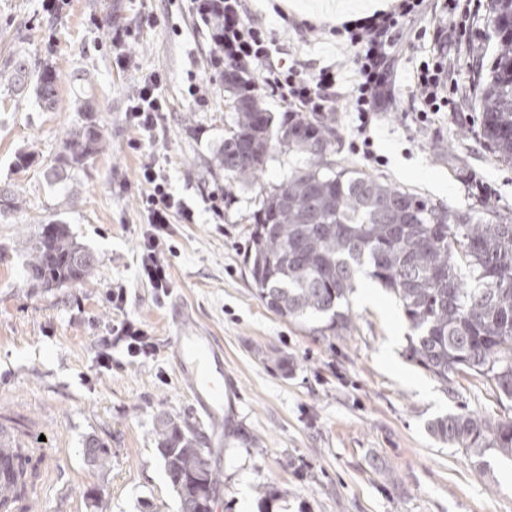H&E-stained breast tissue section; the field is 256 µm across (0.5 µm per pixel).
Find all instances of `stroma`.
<instances>
[{
    "label": "stroma",
    "instance_id": "obj_1",
    "mask_svg": "<svg viewBox=\"0 0 512 512\" xmlns=\"http://www.w3.org/2000/svg\"><path fill=\"white\" fill-rule=\"evenodd\" d=\"M291 0H252L250 7L280 58L312 72L336 66L351 76L350 51L328 32L336 18H314L302 34L282 19ZM0 0V185L20 208L0 216V417L10 416L32 440L64 449L63 480L77 484L76 512H94L100 491L107 512H179L155 441L169 415L203 432L169 338L177 309L193 314L224 347V373L236 389V412L216 449L219 483L213 512H512V460L488 454L479 471L460 451L438 441L428 425L461 411L512 420V400L482 377L440 383L405 354L407 321L394 296L376 287L373 300L350 295L349 330L314 333L282 320L255 296L244 259L261 188L279 184L303 162L274 153L257 183L240 185L212 171L211 160L235 125L222 70L211 63L208 29L198 27L190 0ZM490 0H425L407 26L394 60L395 90L373 128L379 162L353 152L348 100L331 111L335 159L381 181L459 210L493 209L512 222V165L494 156L474 106L473 83L488 68L493 42L485 23ZM127 27V68L115 65L112 30ZM51 66L58 74L54 110L32 91L15 92L14 62ZM446 61L456 93L450 114L423 127L412 77L424 64ZM163 79L168 109L149 134L124 118L128 99L152 73ZM209 84L206 105L187 94V76ZM90 98L108 143L104 153L71 172L64 187L45 176ZM29 165L17 169L16 157ZM153 162L168 187L194 209L170 239L173 290L155 294L137 279L136 257L147 229L140 170ZM483 191H476L475 182ZM62 220L98 259L82 285L31 287L22 247L41 224ZM123 285L127 300L106 299ZM132 320L149 331L152 355L117 350L112 369L93 362L114 326ZM252 435L251 443L234 430ZM96 437L110 449L101 472L81 448ZM276 490L264 503L259 485Z\"/></svg>",
    "mask_w": 512,
    "mask_h": 512
}]
</instances>
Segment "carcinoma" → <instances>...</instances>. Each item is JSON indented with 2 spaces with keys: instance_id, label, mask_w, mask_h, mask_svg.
Listing matches in <instances>:
<instances>
[{
  "instance_id": "carcinoma-1",
  "label": "carcinoma",
  "mask_w": 512,
  "mask_h": 512,
  "mask_svg": "<svg viewBox=\"0 0 512 512\" xmlns=\"http://www.w3.org/2000/svg\"><path fill=\"white\" fill-rule=\"evenodd\" d=\"M511 12L512 0H492L487 26L495 45L479 92L482 135L505 164H512V36L504 29ZM13 80L21 88L32 85L43 108L55 105L58 74L51 67L33 70L20 58ZM225 81L233 89L236 122L213 156L217 170L235 183H254L274 149L306 157L259 192L246 264L260 302L282 319L320 321L317 332H334L352 322L342 304L357 280L370 279L399 302L411 362L443 384L460 373L484 377L499 398L512 399V224L434 204L344 167L328 158L333 133L324 117L299 112L276 127L236 71ZM76 112L81 122L50 168L56 184L107 144L90 101L78 103ZM25 249L36 287L81 284L97 269L95 257L58 222L42 225ZM430 431L482 473L487 452L512 458L511 420L449 413L435 418ZM155 434L179 512H211L218 478L202 437L171 417L160 420ZM83 454L99 470L111 464L110 450L95 439L85 442Z\"/></svg>"
}]
</instances>
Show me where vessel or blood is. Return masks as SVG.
Returning a JSON list of instances; mask_svg holds the SVG:
<instances>
[{"label": "vessel or blood", "mask_w": 512, "mask_h": 512, "mask_svg": "<svg viewBox=\"0 0 512 512\" xmlns=\"http://www.w3.org/2000/svg\"><path fill=\"white\" fill-rule=\"evenodd\" d=\"M171 346L179 375L184 378L195 412L207 421L209 445H224V349L213 336L195 326L191 315L179 313ZM61 449L41 445L22 447L6 428L0 427V463L7 471L0 475V512H34L44 504L47 512H70L72 495L58 486ZM55 484V496H48V484Z\"/></svg>", "instance_id": "1"}]
</instances>
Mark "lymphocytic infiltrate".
I'll return each mask as SVG.
<instances>
[{
	"mask_svg": "<svg viewBox=\"0 0 512 512\" xmlns=\"http://www.w3.org/2000/svg\"><path fill=\"white\" fill-rule=\"evenodd\" d=\"M201 21L220 15L224 18L222 49L214 55V67L248 68L257 62H267L262 80L276 91L279 98L300 112L319 114L327 111L339 96L336 69L320 68L309 75L294 68L273 64L274 43L265 27L258 22L247 0H191ZM423 0H393L389 9L356 20H346L333 26L330 32L343 45L356 51V79L348 89L352 112L356 120L357 138L352 141L354 152L366 160H374L372 140L368 134L381 105L389 101L392 91L389 76L394 54L403 38L404 23L418 13ZM442 63L422 68L414 78V91L424 108L417 112L416 122L428 125L434 115L451 105L445 93ZM167 101L162 91V79L152 75L136 87L125 111L126 122L139 130L152 131L160 112L166 111ZM145 191L141 196L148 229L143 237L137 259V276L141 284L155 292L169 294L172 288L170 264L166 257L168 240L175 224H191L195 213L181 199L168 191L165 177L155 164L141 168ZM124 347L132 357L148 354L154 347L148 331L131 320L115 329L111 346L99 350L96 363L99 371L112 368V350Z\"/></svg>",
	"mask_w": 512,
	"mask_h": 512,
	"instance_id": "obj_1",
	"label": "lymphocytic infiltrate"
}]
</instances>
